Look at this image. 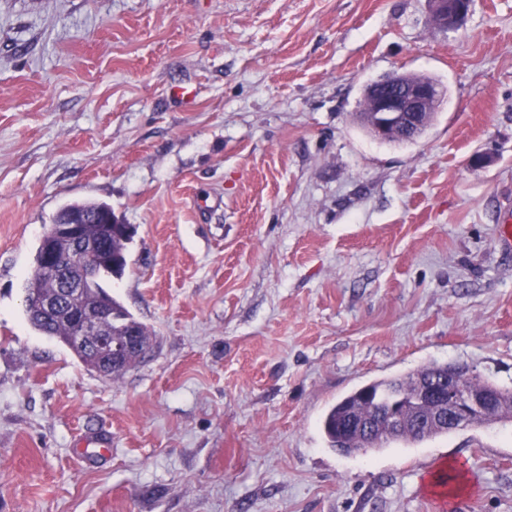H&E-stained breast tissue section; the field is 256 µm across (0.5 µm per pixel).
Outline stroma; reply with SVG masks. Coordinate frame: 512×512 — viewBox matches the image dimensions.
Instances as JSON below:
<instances>
[{
    "instance_id": "1",
    "label": "stroma",
    "mask_w": 512,
    "mask_h": 512,
    "mask_svg": "<svg viewBox=\"0 0 512 512\" xmlns=\"http://www.w3.org/2000/svg\"><path fill=\"white\" fill-rule=\"evenodd\" d=\"M393 72L447 88L414 143L355 120ZM77 200L135 230L107 289L155 341L114 379L25 315ZM510 219L512 0H0V512H512V423L320 430L428 364L512 388ZM432 21L439 27L448 29L462 24L471 3L466 0H428ZM467 4L466 6H463ZM404 411V400L402 398H396L386 402L385 413L381 412L371 417L351 415L348 420L347 429L349 432L366 436L371 435L373 430L380 425H383L390 431H399L401 429ZM408 423L409 425L405 426L402 431L399 432L381 430L372 442V447L369 450L375 448H389L395 443H403L405 445L415 444L431 437L446 434L443 430L433 426L427 428L429 430L426 432H418L412 425L410 418L408 419Z\"/></svg>"
}]
</instances>
